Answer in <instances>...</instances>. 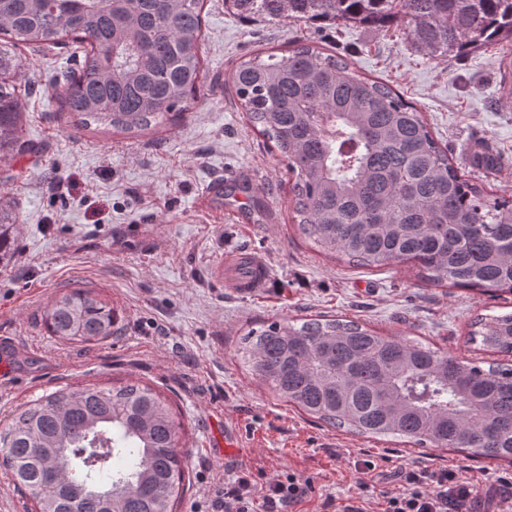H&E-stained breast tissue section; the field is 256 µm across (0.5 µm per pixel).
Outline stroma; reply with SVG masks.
Instances as JSON below:
<instances>
[{
  "instance_id": "1",
  "label": "stroma",
  "mask_w": 512,
  "mask_h": 512,
  "mask_svg": "<svg viewBox=\"0 0 512 512\" xmlns=\"http://www.w3.org/2000/svg\"><path fill=\"white\" fill-rule=\"evenodd\" d=\"M204 78L198 104L137 137L76 127L62 112L57 81L83 45L22 49L21 136L34 153L0 162V193L20 211L15 252L0 268V427L43 394L84 383L135 379L169 396L181 422L178 450L190 488L177 512H211L225 470L257 482L293 471L312 478L301 512H339L355 496L354 464L371 460L377 487L396 491L403 467H462L484 483L512 474L505 461L454 450L415 448L328 426L277 399L242 366L248 329L285 317L341 315L385 333L428 343L461 358L495 361L475 349L468 324L512 311V299L436 286L408 265L365 268L326 257L289 218L290 175L278 152L247 124L225 80L255 53L305 43L351 58L362 76L388 82L415 103L434 136L470 179L512 190V67L498 50L426 60L401 30L288 18H244L224 0H204ZM489 147L497 170L470 164ZM247 185L227 214L223 199L202 203L222 174ZM261 252L267 288L243 296L224 281L229 252ZM95 289L118 313L115 337L94 346L49 336L42 314L59 294ZM240 448L222 449L225 432Z\"/></svg>"
}]
</instances>
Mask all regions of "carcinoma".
Segmentation results:
<instances>
[{"label": "carcinoma", "mask_w": 512, "mask_h": 512, "mask_svg": "<svg viewBox=\"0 0 512 512\" xmlns=\"http://www.w3.org/2000/svg\"><path fill=\"white\" fill-rule=\"evenodd\" d=\"M242 17L400 27L427 58L512 51V0H224ZM203 0H0V161L22 140L20 46L88 48L58 98L83 127H161L198 100ZM229 84L250 126L294 176L292 220L314 245L364 267L410 263L434 284L512 295V194L461 172L421 112L345 58L298 44L237 64ZM20 212L0 196V261ZM48 333L99 344L112 304L73 288L44 314ZM469 341L512 355V312L478 317ZM247 370L274 396L330 426L420 448H469L512 462V364L461 360L360 321L326 315L262 323L240 338ZM180 423L147 384L70 385L0 430V466L39 512H174L186 486ZM85 477L74 498L62 480ZM112 493L105 508L99 491Z\"/></svg>", "instance_id": "cac0c4a2"}]
</instances>
